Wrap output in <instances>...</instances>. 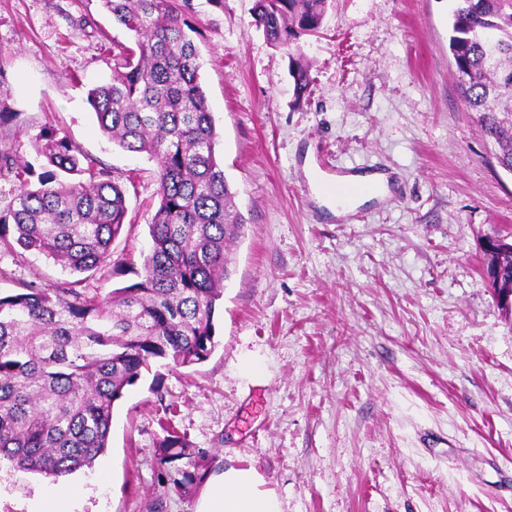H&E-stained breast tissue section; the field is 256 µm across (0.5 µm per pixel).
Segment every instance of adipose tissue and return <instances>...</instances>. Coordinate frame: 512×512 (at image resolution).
Listing matches in <instances>:
<instances>
[{
    "label": "adipose tissue",
    "mask_w": 512,
    "mask_h": 512,
    "mask_svg": "<svg viewBox=\"0 0 512 512\" xmlns=\"http://www.w3.org/2000/svg\"><path fill=\"white\" fill-rule=\"evenodd\" d=\"M195 512H283L277 493L266 488L252 465H229L204 483Z\"/></svg>",
    "instance_id": "1"
}]
</instances>
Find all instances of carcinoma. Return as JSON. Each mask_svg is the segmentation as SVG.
<instances>
[{"label": "carcinoma", "mask_w": 512, "mask_h": 512, "mask_svg": "<svg viewBox=\"0 0 512 512\" xmlns=\"http://www.w3.org/2000/svg\"><path fill=\"white\" fill-rule=\"evenodd\" d=\"M327 0H255L254 24L288 51L296 102L312 79L301 40L319 32ZM448 49L458 88L498 165L512 171V0H455ZM135 36L106 51L118 71L88 93L100 130L157 163L158 206L140 281L107 298L78 289L109 261L126 220L122 177L82 156L51 126L34 148L47 170L6 143L15 114L0 100V176L16 183L0 211V238L34 249L79 276L52 290L0 296V462L57 481L90 468L108 448L114 403L150 362L201 363L215 348L214 313L230 274L228 243L246 221L217 160V132L199 82L190 0H101ZM204 455L183 436L163 441L159 463L186 460L171 489L201 480Z\"/></svg>", "instance_id": "1"}]
</instances>
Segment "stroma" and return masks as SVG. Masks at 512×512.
<instances>
[{
  "label": "stroma",
  "instance_id": "obj_1",
  "mask_svg": "<svg viewBox=\"0 0 512 512\" xmlns=\"http://www.w3.org/2000/svg\"><path fill=\"white\" fill-rule=\"evenodd\" d=\"M254 0H191L192 39L237 208L230 276L199 364L166 361L126 387L109 447L67 486L82 512H194L158 465L169 431L205 449L198 471L256 466L284 512H512V321L483 270L485 237L512 234V175L491 155L454 78L453 0H328L302 52ZM133 45L100 0H0V99L11 144L41 173L44 124L126 177L111 263L81 287L138 282L156 206L154 160L100 131L87 102L111 81L105 44ZM381 170L390 194L339 219L314 174ZM70 274L0 242V295ZM51 479L0 468V512H28ZM254 24L274 47H286L288 68L300 104L311 92L312 79L301 40L319 32L327 0H255Z\"/></svg>",
  "mask_w": 512,
  "mask_h": 512
}]
</instances>
